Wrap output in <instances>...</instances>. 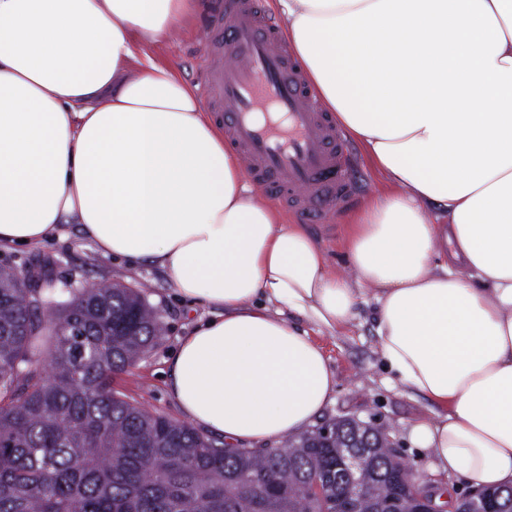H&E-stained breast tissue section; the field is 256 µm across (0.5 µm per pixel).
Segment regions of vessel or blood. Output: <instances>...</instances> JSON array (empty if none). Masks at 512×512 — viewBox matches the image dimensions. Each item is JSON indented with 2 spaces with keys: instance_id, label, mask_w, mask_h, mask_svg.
Masks as SVG:
<instances>
[{
  "instance_id": "vessel-or-blood-1",
  "label": "vessel or blood",
  "mask_w": 512,
  "mask_h": 512,
  "mask_svg": "<svg viewBox=\"0 0 512 512\" xmlns=\"http://www.w3.org/2000/svg\"><path fill=\"white\" fill-rule=\"evenodd\" d=\"M204 48V96L240 149L246 179L310 218L321 205L343 210L357 189L350 146L257 0H226L210 19ZM228 54L235 64H225Z\"/></svg>"
}]
</instances>
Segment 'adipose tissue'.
<instances>
[{"instance_id": "1", "label": "adipose tissue", "mask_w": 512, "mask_h": 512, "mask_svg": "<svg viewBox=\"0 0 512 512\" xmlns=\"http://www.w3.org/2000/svg\"><path fill=\"white\" fill-rule=\"evenodd\" d=\"M280 38L386 183L344 233L353 276L245 184L195 89L137 46L199 0H0V246L74 222L220 308L170 390L227 442L307 430L336 379L304 315L374 305L383 364L429 402L435 471L512 486V0H273Z\"/></svg>"}]
</instances>
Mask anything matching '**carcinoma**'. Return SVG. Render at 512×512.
I'll list each match as a JSON object with an SVG mask.
<instances>
[{
	"instance_id": "1",
	"label": "carcinoma",
	"mask_w": 512,
	"mask_h": 512,
	"mask_svg": "<svg viewBox=\"0 0 512 512\" xmlns=\"http://www.w3.org/2000/svg\"><path fill=\"white\" fill-rule=\"evenodd\" d=\"M32 292L0 267V512H331L306 485L365 428L344 423L327 444L304 434L226 448L113 388L162 331L142 291L100 284L61 312L30 304ZM404 470L374 449L361 512L401 493ZM487 500L512 512L507 489Z\"/></svg>"
}]
</instances>
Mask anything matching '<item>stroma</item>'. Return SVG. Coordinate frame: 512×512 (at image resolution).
Masks as SVG:
<instances>
[{"mask_svg":"<svg viewBox=\"0 0 512 512\" xmlns=\"http://www.w3.org/2000/svg\"><path fill=\"white\" fill-rule=\"evenodd\" d=\"M220 2L202 0L201 11L192 29L150 50L153 57L172 66L195 87L203 79L201 38L213 9ZM355 163L360 189L349 210L329 212L327 224L309 227L327 248L332 265L339 269L347 264L342 236L350 214L359 209L382 181L380 173L373 168L364 152H357ZM39 259L51 262L52 273L58 282H67L76 288L107 282L144 290L149 306L162 323L163 333L133 368L115 378L113 386L151 412L184 421L185 416L168 386L171 359L181 339L189 335L198 322L212 317V309L178 297L156 266L148 263L132 265L103 255L73 225L65 226L62 234L34 249L0 247V266L20 270ZM315 339L323 346L336 378V390L322 413L323 418L354 416L390 430L400 459L408 464L417 481L442 485L454 499L463 495L466 485L453 476L433 472L429 457L409 439L410 424L426 414L429 402L423 396L403 393L391 381L377 351L370 307L359 306L348 327L334 333L316 334Z\"/></svg>","mask_w":512,"mask_h":512,"instance_id":"stroma-1","label":"stroma"}]
</instances>
